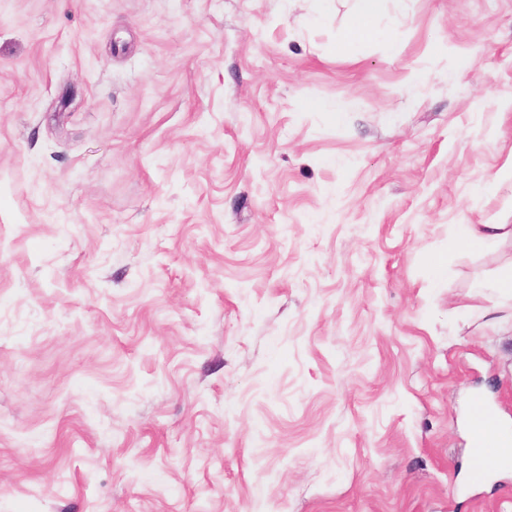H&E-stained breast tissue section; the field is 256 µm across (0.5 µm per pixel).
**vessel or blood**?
<instances>
[{
  "label": "vessel or blood",
  "instance_id": "1",
  "mask_svg": "<svg viewBox=\"0 0 512 512\" xmlns=\"http://www.w3.org/2000/svg\"><path fill=\"white\" fill-rule=\"evenodd\" d=\"M474 432L471 449V477L482 481L491 462L512 459V431L505 428L497 414L484 402H475L470 411Z\"/></svg>",
  "mask_w": 512,
  "mask_h": 512
}]
</instances>
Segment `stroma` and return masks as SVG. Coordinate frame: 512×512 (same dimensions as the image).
I'll use <instances>...</instances> for the list:
<instances>
[{
	"mask_svg": "<svg viewBox=\"0 0 512 512\" xmlns=\"http://www.w3.org/2000/svg\"><path fill=\"white\" fill-rule=\"evenodd\" d=\"M0 0V512H512V0ZM357 8L350 26V34L369 35L375 33L374 23L382 13L385 0H356ZM507 236L512 238L510 224H466L463 243L472 250H478ZM474 432L471 448V477L480 482L492 461L512 459V431L505 428L497 414L484 402L476 401L470 411Z\"/></svg>",
	"mask_w": 512,
	"mask_h": 512,
	"instance_id": "1",
	"label": "stroma"
}]
</instances>
